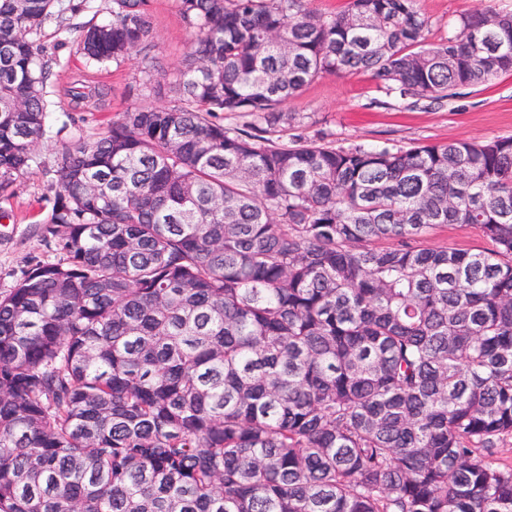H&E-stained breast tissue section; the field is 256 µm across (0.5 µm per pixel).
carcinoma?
I'll return each mask as SVG.
<instances>
[{
	"instance_id": "carcinoma-1",
	"label": "carcinoma",
	"mask_w": 512,
	"mask_h": 512,
	"mask_svg": "<svg viewBox=\"0 0 512 512\" xmlns=\"http://www.w3.org/2000/svg\"><path fill=\"white\" fill-rule=\"evenodd\" d=\"M0 0V198L46 131L44 26ZM150 0L73 27L93 64L153 43ZM195 38L45 173L60 259L0 291V512H512V137L334 147L327 73L441 101L512 72V14L428 40L418 0H176ZM447 224L488 247L434 249Z\"/></svg>"
}]
</instances>
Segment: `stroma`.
I'll use <instances>...</instances> for the list:
<instances>
[{"mask_svg": "<svg viewBox=\"0 0 512 512\" xmlns=\"http://www.w3.org/2000/svg\"><path fill=\"white\" fill-rule=\"evenodd\" d=\"M485 1L512 11V0H419L431 21L430 40L447 36L458 15ZM150 9L152 51L134 53L119 68L86 64L65 29L54 22L46 25L41 42L56 56L57 80L48 96L46 135L32 169L18 178L12 197L0 199V291L12 287L31 264L58 259L44 237L42 220L50 193L43 168L52 163L60 142L98 136L129 105L168 103L169 84L183 66L191 32L175 0H150ZM147 80L153 91H144ZM96 86L107 87L104 101L74 99V89ZM287 109L298 113L303 136L337 147L365 144L398 150L418 142L487 140L512 136V73L483 87L459 89L441 107L386 95L365 74L327 75L306 87Z\"/></svg>", "mask_w": 512, "mask_h": 512, "instance_id": "stroma-1", "label": "stroma"}]
</instances>
